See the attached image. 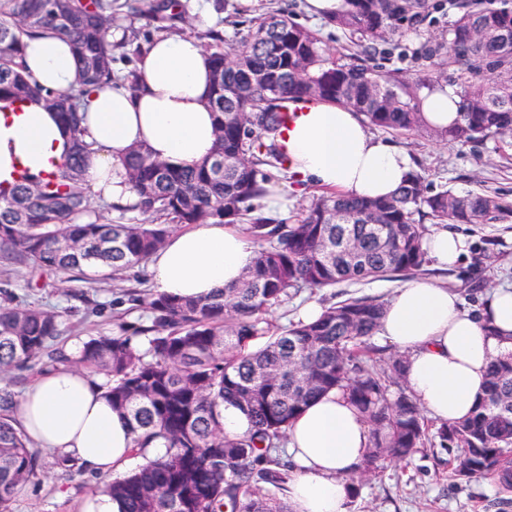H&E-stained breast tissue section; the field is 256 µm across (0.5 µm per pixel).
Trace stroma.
<instances>
[{
    "label": "stroma",
    "mask_w": 512,
    "mask_h": 512,
    "mask_svg": "<svg viewBox=\"0 0 512 512\" xmlns=\"http://www.w3.org/2000/svg\"><path fill=\"white\" fill-rule=\"evenodd\" d=\"M221 4V29L228 45L252 19L285 8L296 22L319 33L330 51L341 53L348 46L341 31L307 14L305 0H221ZM448 20L447 13H438L431 25L400 39L385 61L386 68L410 70L415 51L428 38L445 32ZM377 135L411 155L430 189L449 188L461 195L486 191L512 201V138L462 146L430 132L407 135L381 129ZM457 230L469 240L468 255L459 267L440 273L439 278L475 305L486 291L512 284V220L461 224ZM404 282L403 276L390 275L305 290L279 306L272 318L279 326L298 322L300 305L311 299L324 307L348 298L384 301ZM150 288L142 267L124 272L122 281L116 283L109 278L89 279L81 271L65 277L40 274L0 261V302L9 298L59 312L60 329L71 354L89 337L117 332L119 323L140 322L143 311L135 298ZM41 457V477L26 487L13 503L12 512H80L83 497L100 485V478L83 474L72 481L63 480L58 476L55 455L45 451ZM349 512H512V493H501L489 479L454 482L447 454L427 446L410 461L384 464L376 475L357 481Z\"/></svg>",
    "instance_id": "obj_1"
}]
</instances>
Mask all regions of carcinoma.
Instances as JSON below:
<instances>
[{
    "label": "carcinoma",
    "instance_id": "cac0c4a2",
    "mask_svg": "<svg viewBox=\"0 0 512 512\" xmlns=\"http://www.w3.org/2000/svg\"><path fill=\"white\" fill-rule=\"evenodd\" d=\"M344 0L329 24L356 51L335 56L286 9L260 18L224 48L210 28L214 153L192 169L171 167L144 148L126 166L142 220L103 222L85 180L91 153L81 126V98L32 82L20 63L24 38L52 31L73 45L85 79H114L107 29L126 7L156 21L172 0H0V102H38L57 112L70 136L58 174L22 172L0 184V260L65 274L112 269L117 276L146 262L175 225L236 224L257 245L240 284L210 298L184 300L150 291L146 321L100 334L72 355L59 346V315L32 305H0V381L46 358L102 374L112 409L134 434L133 452L161 443L149 461L103 492L123 512H290L291 463L282 456L291 421L314 399L342 392L371 431L357 476L386 462H406L425 441L448 454L451 477L491 479L512 491V355L491 362L483 395L468 418L432 429L403 381L405 357L380 358L369 340L384 302L347 299L312 323L273 329L268 316L290 291L334 288L352 280L411 276L427 263L423 220L489 224L512 217V202L485 193L432 192L414 172L388 199L332 192L312 200L292 224L262 215L253 201L267 192L260 167L288 162L285 101L349 107L373 126L402 134L425 130L420 90L446 82L460 89V120L439 137L469 145L512 136V0ZM448 8L446 35L416 52L414 69H385L377 58L407 33ZM342 236L357 243L336 247ZM16 393L0 386V512L42 469L41 453L17 426ZM244 412L250 430L224 434V405Z\"/></svg>",
    "mask_w": 512,
    "mask_h": 512
}]
</instances>
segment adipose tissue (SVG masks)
<instances>
[{"mask_svg": "<svg viewBox=\"0 0 512 512\" xmlns=\"http://www.w3.org/2000/svg\"><path fill=\"white\" fill-rule=\"evenodd\" d=\"M23 65L41 86L83 90L85 139L93 154L86 181L94 197L114 210L137 201L125 159L143 147L177 167L206 160L216 143L210 112L211 66L190 35L157 36L142 53L139 89L85 85L69 40L42 33L25 40ZM426 128L442 132L459 118L457 87L440 84L421 92ZM69 135L59 117L41 104L0 102V182L16 171L58 172L69 156ZM289 165L296 184L315 183L354 198L394 195L414 170L402 149L375 137L363 118L326 103L306 105L288 133ZM423 248L435 266H456L468 252L466 238L438 225ZM256 247L225 224H196L173 231L147 262L154 291L204 298L236 285L252 265ZM377 336L408 356L406 382L418 405L442 422L467 417L483 395L491 361L512 354V289L498 288L479 311L459 292L425 278L396 288L385 303ZM22 430L58 457L86 471L113 475L130 461L134 435L113 410L99 380L60 366L38 375L16 411ZM370 432L357 410L332 391L291 424L288 453L296 468L288 485L291 512H348V476L364 461Z\"/></svg>", "mask_w": 512, "mask_h": 512, "instance_id": "1", "label": "adipose tissue"}]
</instances>
